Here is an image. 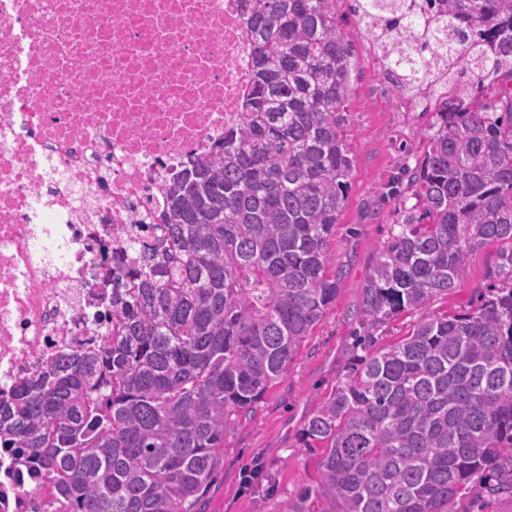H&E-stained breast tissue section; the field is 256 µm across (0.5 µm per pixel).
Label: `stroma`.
Listing matches in <instances>:
<instances>
[{
	"mask_svg": "<svg viewBox=\"0 0 512 512\" xmlns=\"http://www.w3.org/2000/svg\"><path fill=\"white\" fill-rule=\"evenodd\" d=\"M352 51L348 139L353 166L331 244L342 270L336 302L301 344L285 379L225 440L224 469L207 494L206 512H287L303 489L319 484L323 452L304 447L300 433L334 387L347 352L363 332L357 310L375 253L389 225L414 203L400 182L401 166L416 161L425 149L430 94L398 93L366 36L353 38ZM496 252L492 245L472 253L460 287L436 297L430 312L475 308L489 290Z\"/></svg>",
	"mask_w": 512,
	"mask_h": 512,
	"instance_id": "obj_1",
	"label": "stroma"
}]
</instances>
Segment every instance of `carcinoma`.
<instances>
[{"instance_id":"obj_1","label":"carcinoma","mask_w":512,"mask_h":512,"mask_svg":"<svg viewBox=\"0 0 512 512\" xmlns=\"http://www.w3.org/2000/svg\"><path fill=\"white\" fill-rule=\"evenodd\" d=\"M252 36L243 125L165 190L163 234L112 281L97 347L60 352L0 402V449L48 512H203L224 439L283 380L336 301L330 250L352 157L351 39L367 33L403 87L438 93L433 132L403 177L415 204L390 225L362 291L363 335L303 429L321 482L310 512H455L512 495V0H240ZM489 83H484V79ZM500 248L495 292L430 314L468 257ZM410 332L376 331L403 311ZM421 316L419 312H404L399 316L390 319L376 333L379 344L384 345L395 342L398 338L406 336L412 325Z\"/></svg>"}]
</instances>
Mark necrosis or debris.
<instances>
[{
	"instance_id": "4bbe7bcc",
	"label": "necrosis or debris",
	"mask_w": 512,
	"mask_h": 512,
	"mask_svg": "<svg viewBox=\"0 0 512 512\" xmlns=\"http://www.w3.org/2000/svg\"><path fill=\"white\" fill-rule=\"evenodd\" d=\"M251 72L239 0H0V399L99 344L113 241L242 126ZM38 501L0 455V506Z\"/></svg>"
}]
</instances>
